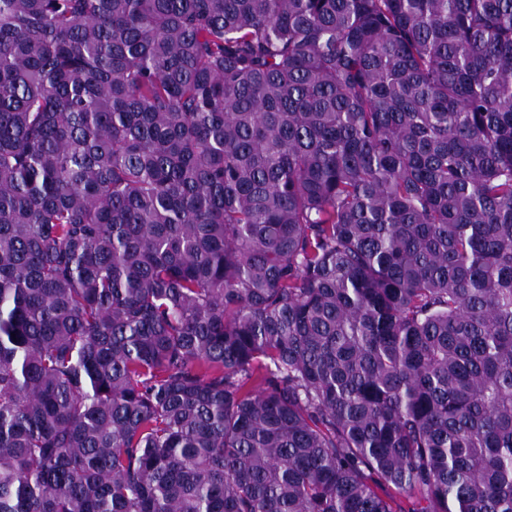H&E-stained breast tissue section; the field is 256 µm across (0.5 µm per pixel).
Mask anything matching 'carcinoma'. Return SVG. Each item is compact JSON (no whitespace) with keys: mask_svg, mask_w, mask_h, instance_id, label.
Listing matches in <instances>:
<instances>
[{"mask_svg":"<svg viewBox=\"0 0 512 512\" xmlns=\"http://www.w3.org/2000/svg\"><path fill=\"white\" fill-rule=\"evenodd\" d=\"M0 512H512V0H0Z\"/></svg>","mask_w":512,"mask_h":512,"instance_id":"obj_1","label":"carcinoma"}]
</instances>
